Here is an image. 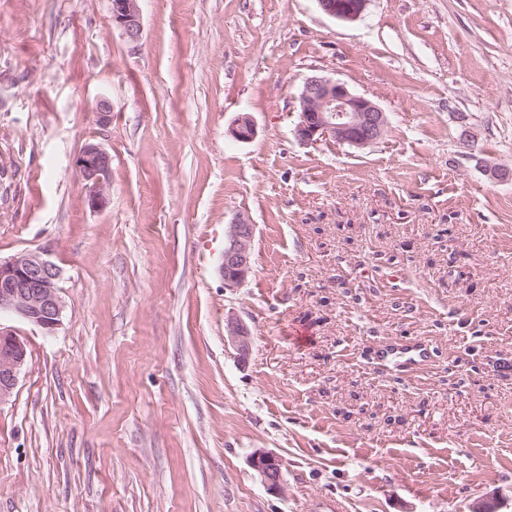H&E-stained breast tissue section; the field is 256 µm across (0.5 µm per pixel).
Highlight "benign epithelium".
<instances>
[{"label":"benign epithelium","instance_id":"benign-epithelium-1","mask_svg":"<svg viewBox=\"0 0 512 512\" xmlns=\"http://www.w3.org/2000/svg\"><path fill=\"white\" fill-rule=\"evenodd\" d=\"M327 15L346 21L360 18L369 0H317ZM112 23L130 43L142 38L138 0H110ZM299 121L296 137L303 142L332 140L352 147H365L377 141L388 125L386 113L370 99L353 93L340 80L313 74L305 78L299 93ZM232 137L248 142L255 136L251 116H240L231 129ZM73 173L81 182L92 207L105 203L110 186L111 156L96 143H89L73 159ZM254 225L242 217L229 225L221 272L224 286H240L252 270L251 244ZM60 271L55 264L36 253H24L0 260V313L7 312L47 333L60 325L64 304L59 295ZM228 336L239 356L251 349V333L240 320L227 324ZM26 361V343L17 333L0 326V404L12 395ZM252 468L270 492L283 490L281 462L269 452H256Z\"/></svg>","mask_w":512,"mask_h":512}]
</instances>
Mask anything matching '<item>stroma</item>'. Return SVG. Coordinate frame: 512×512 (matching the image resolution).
Returning a JSON list of instances; mask_svg holds the SVG:
<instances>
[{
  "instance_id": "35a3bbf8",
  "label": "stroma",
  "mask_w": 512,
  "mask_h": 512,
  "mask_svg": "<svg viewBox=\"0 0 512 512\" xmlns=\"http://www.w3.org/2000/svg\"><path fill=\"white\" fill-rule=\"evenodd\" d=\"M139 8L132 44L109 0H0V258L49 259L64 301L50 334L0 316L27 346L0 512H512V179L488 172L512 169V0ZM313 74L377 104L381 138L298 141ZM91 142L98 208L71 168ZM239 217L252 272L228 288ZM394 336L433 367L374 373ZM320 9L327 15L346 21L360 18L369 0H317ZM73 173L81 182L91 207L105 203L110 186L111 156L99 144L88 143L73 159ZM254 229V224H250L242 217L229 224L227 243L220 267L225 287L240 286L251 273V244ZM228 336L236 347L239 356L243 359L251 349V333L248 327L240 320L231 319L227 324ZM250 463L268 491L279 493L283 490L281 462L277 456L269 452H255Z\"/></svg>"
}]
</instances>
